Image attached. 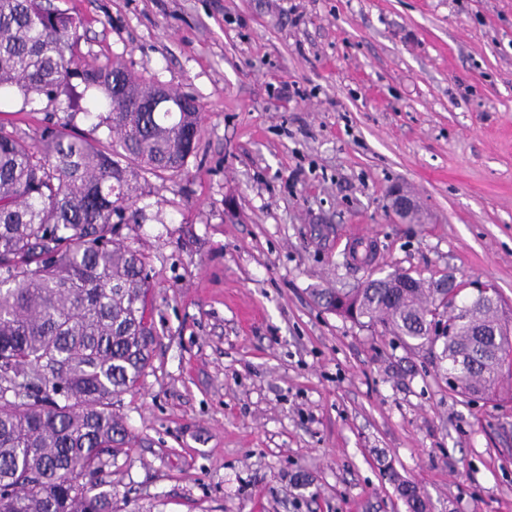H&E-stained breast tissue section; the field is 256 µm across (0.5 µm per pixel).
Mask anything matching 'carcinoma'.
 Segmentation results:
<instances>
[{
  "label": "carcinoma",
  "mask_w": 512,
  "mask_h": 512,
  "mask_svg": "<svg viewBox=\"0 0 512 512\" xmlns=\"http://www.w3.org/2000/svg\"><path fill=\"white\" fill-rule=\"evenodd\" d=\"M79 23L45 0H0V108L35 97L107 129L106 140L51 124L39 136L0 120V512H112V489L86 480L131 435L112 399L149 366L151 322L146 257L115 239L139 172L174 176L194 155L198 101L133 75L120 60L88 67ZM325 309L435 346L448 361V387L494 397L512 367V344L474 335L504 320L501 303L460 308L428 288L323 289ZM451 335L430 331L434 318ZM410 512L424 496L399 488Z\"/></svg>",
  "instance_id": "1"
}]
</instances>
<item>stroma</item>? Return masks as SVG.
<instances>
[{
    "mask_svg": "<svg viewBox=\"0 0 512 512\" xmlns=\"http://www.w3.org/2000/svg\"><path fill=\"white\" fill-rule=\"evenodd\" d=\"M81 53L194 96V156L139 175L121 229L158 333L112 410L113 512H512L504 398L448 387L439 351L325 310L368 272L493 285L512 305V0H54ZM12 115L38 136L65 119ZM409 195L419 219L390 209Z\"/></svg>",
    "mask_w": 512,
    "mask_h": 512,
    "instance_id": "stroma-1",
    "label": "stroma"
}]
</instances>
